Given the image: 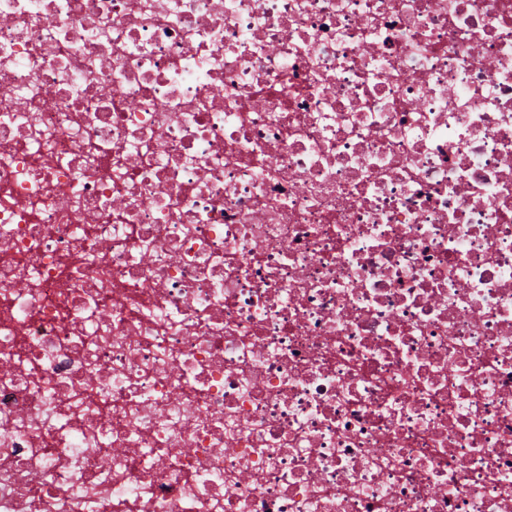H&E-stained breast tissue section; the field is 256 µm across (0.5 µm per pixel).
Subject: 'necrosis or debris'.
I'll return each mask as SVG.
<instances>
[{
	"mask_svg": "<svg viewBox=\"0 0 512 512\" xmlns=\"http://www.w3.org/2000/svg\"><path fill=\"white\" fill-rule=\"evenodd\" d=\"M0 512H512V0H0Z\"/></svg>",
	"mask_w": 512,
	"mask_h": 512,
	"instance_id": "necrosis-or-debris-1",
	"label": "necrosis or debris"
}]
</instances>
